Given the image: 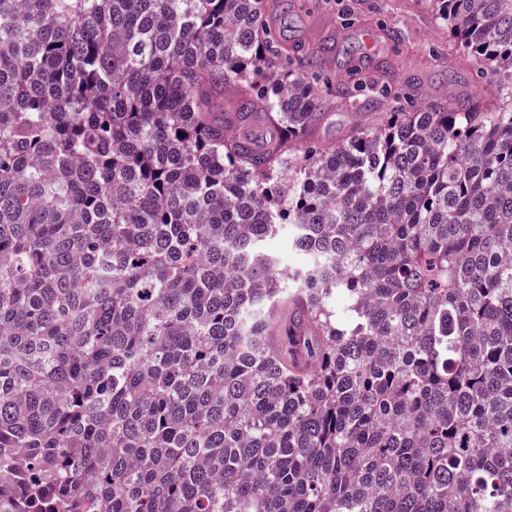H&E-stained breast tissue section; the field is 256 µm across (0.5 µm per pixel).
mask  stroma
I'll return each instance as SVG.
<instances>
[{
	"label": "stroma",
	"instance_id": "obj_1",
	"mask_svg": "<svg viewBox=\"0 0 512 512\" xmlns=\"http://www.w3.org/2000/svg\"><path fill=\"white\" fill-rule=\"evenodd\" d=\"M287 9L302 48L323 47L320 66L333 86L357 78L382 80L378 90L360 92L355 105L329 98L321 136L336 142L351 131L380 124L389 95L408 98L410 105L436 99L481 98L487 108L500 104L490 74L448 34L431 0H267Z\"/></svg>",
	"mask_w": 512,
	"mask_h": 512
}]
</instances>
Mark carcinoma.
Masks as SVG:
<instances>
[{
  "label": "carcinoma",
  "mask_w": 512,
  "mask_h": 512,
  "mask_svg": "<svg viewBox=\"0 0 512 512\" xmlns=\"http://www.w3.org/2000/svg\"><path fill=\"white\" fill-rule=\"evenodd\" d=\"M433 3L501 106L327 143L263 0H0V512H512V0Z\"/></svg>",
  "instance_id": "obj_1"
}]
</instances>
